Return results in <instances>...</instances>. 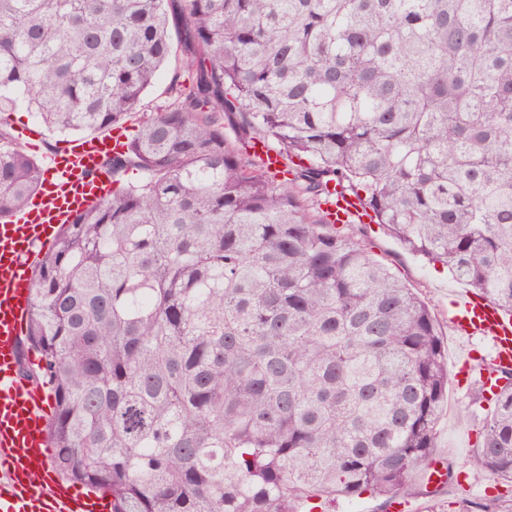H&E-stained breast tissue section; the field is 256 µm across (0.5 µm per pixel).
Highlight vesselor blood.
<instances>
[{
    "label": "vessel or blood",
    "mask_w": 512,
    "mask_h": 512,
    "mask_svg": "<svg viewBox=\"0 0 512 512\" xmlns=\"http://www.w3.org/2000/svg\"><path fill=\"white\" fill-rule=\"evenodd\" d=\"M111 136L82 139L63 155H52V178L25 209L0 220V512H112L108 496L79 494L49 471L44 387L17 371L30 306V272L54 229L101 197L104 155L115 151ZM454 321L467 337L490 347L491 360L512 366V315L485 299L454 304Z\"/></svg>",
    "instance_id": "1"
}]
</instances>
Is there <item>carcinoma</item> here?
Wrapping results in <instances>:
<instances>
[{
  "instance_id": "1",
  "label": "carcinoma",
  "mask_w": 512,
  "mask_h": 512,
  "mask_svg": "<svg viewBox=\"0 0 512 512\" xmlns=\"http://www.w3.org/2000/svg\"><path fill=\"white\" fill-rule=\"evenodd\" d=\"M178 51L112 195L32 270L22 375L54 402L53 466L112 512L411 493L448 401L440 323L321 204L358 200L512 313V0H0V112L117 127ZM44 175L0 136V217ZM486 372L469 464L512 482V370Z\"/></svg>"
}]
</instances>
